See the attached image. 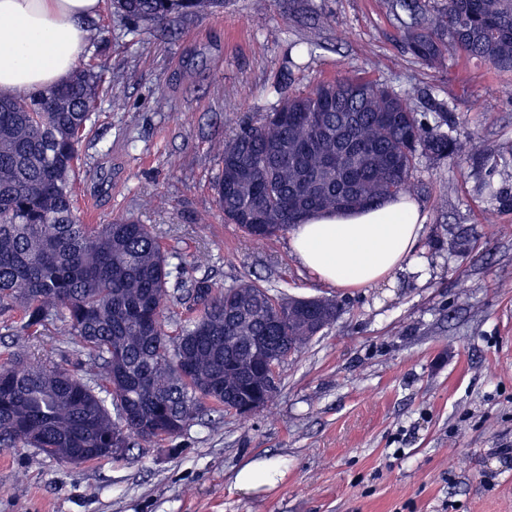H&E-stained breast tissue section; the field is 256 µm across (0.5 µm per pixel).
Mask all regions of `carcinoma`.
Wrapping results in <instances>:
<instances>
[{"label":"carcinoma","instance_id":"obj_1","mask_svg":"<svg viewBox=\"0 0 512 512\" xmlns=\"http://www.w3.org/2000/svg\"><path fill=\"white\" fill-rule=\"evenodd\" d=\"M223 0H111L147 30ZM412 57L434 68L451 56L512 71V0H392ZM104 66L88 62L48 90L0 96V315L13 336L47 333L77 347L75 371L43 354L0 357V449L36 448L85 461L137 441L174 438L207 411L224 414L230 389L270 405L278 392L266 363L285 362L313 340L316 313L288 307L253 279L224 286L202 278L187 290L190 315L175 330L166 311L178 265L154 228L129 217L83 220L77 167L96 114ZM357 143L358 198L336 204L338 175L322 167L336 130ZM430 122L398 91L367 77L339 76L287 93L256 123L218 143L213 182L224 219L266 240L314 213L362 210L418 188L421 156L460 157L467 142Z\"/></svg>","mask_w":512,"mask_h":512}]
</instances>
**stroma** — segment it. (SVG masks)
Returning <instances> with one entry per match:
<instances>
[{"label": "stroma", "instance_id": "stroma-1", "mask_svg": "<svg viewBox=\"0 0 512 512\" xmlns=\"http://www.w3.org/2000/svg\"><path fill=\"white\" fill-rule=\"evenodd\" d=\"M91 24L107 35L86 57L106 63L108 82L82 150L87 219L155 225L181 254L180 289L258 277L340 313L250 415L202 417L173 441L80 465L0 450V512H512V73L411 58L388 0H224L154 33L104 7ZM369 52L372 78L416 107L445 101L473 141L462 158L420 159L425 222L410 264L338 288L297 261L287 235L253 242L225 223L213 146L276 107L281 88L357 73ZM22 347L79 359L0 325V353ZM260 460L276 484L239 488Z\"/></svg>", "mask_w": 512, "mask_h": 512}]
</instances>
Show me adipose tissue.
<instances>
[{
	"label": "adipose tissue",
	"instance_id": "1",
	"mask_svg": "<svg viewBox=\"0 0 512 512\" xmlns=\"http://www.w3.org/2000/svg\"><path fill=\"white\" fill-rule=\"evenodd\" d=\"M99 7L100 0H0V96L68 79L89 46L84 22ZM422 230L417 202L398 197L374 209L310 218L293 230L290 248L322 281L367 288L401 268Z\"/></svg>",
	"mask_w": 512,
	"mask_h": 512
}]
</instances>
